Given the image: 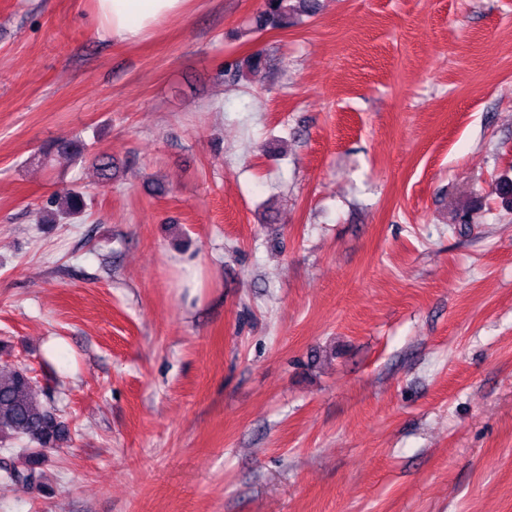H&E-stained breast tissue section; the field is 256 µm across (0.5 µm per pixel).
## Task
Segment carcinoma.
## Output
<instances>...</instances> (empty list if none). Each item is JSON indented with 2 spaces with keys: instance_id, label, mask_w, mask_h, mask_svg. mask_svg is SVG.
<instances>
[{
  "instance_id": "cac0c4a2",
  "label": "carcinoma",
  "mask_w": 512,
  "mask_h": 512,
  "mask_svg": "<svg viewBox=\"0 0 512 512\" xmlns=\"http://www.w3.org/2000/svg\"><path fill=\"white\" fill-rule=\"evenodd\" d=\"M319 0H264L262 9L255 17V30L279 28L291 24V15L297 11L313 14ZM262 53H253L235 63L230 74L239 76L243 71L257 73L264 68ZM66 155L74 162H83L89 156L88 144L81 138L53 143L45 147L43 157L52 153ZM83 193L63 189L54 194L47 206L36 212V223L55 224L61 218L73 217L85 212ZM68 435V428L56 409L35 392V383L25 367L0 372V444L13 439H23L28 445L21 465L3 470L0 477L11 483L31 484L35 479V466L41 461V450L57 448Z\"/></svg>"
}]
</instances>
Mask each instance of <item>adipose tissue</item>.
<instances>
[{
  "mask_svg": "<svg viewBox=\"0 0 512 512\" xmlns=\"http://www.w3.org/2000/svg\"><path fill=\"white\" fill-rule=\"evenodd\" d=\"M187 0H95L96 18L116 41L143 38L160 24L182 15Z\"/></svg>",
  "mask_w": 512,
  "mask_h": 512,
  "instance_id": "ef3b65f1",
  "label": "adipose tissue"
}]
</instances>
